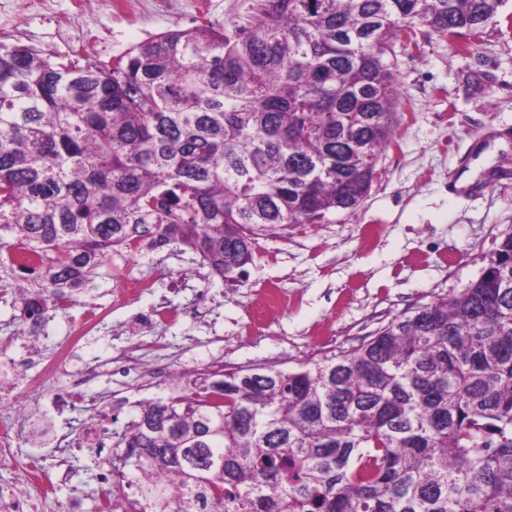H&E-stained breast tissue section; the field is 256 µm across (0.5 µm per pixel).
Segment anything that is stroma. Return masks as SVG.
Returning a JSON list of instances; mask_svg holds the SVG:
<instances>
[{
    "label": "stroma",
    "mask_w": 512,
    "mask_h": 512,
    "mask_svg": "<svg viewBox=\"0 0 512 512\" xmlns=\"http://www.w3.org/2000/svg\"><path fill=\"white\" fill-rule=\"evenodd\" d=\"M254 0H107L77 9L76 0H0V42H21L56 56L79 55L110 61L161 32L206 24H248ZM418 47L397 48L398 92L404 103L400 125L381 155L369 197L352 215L327 224H296L259 238L243 283L232 286L201 270L197 256L171 243L160 251L116 248L95 286L110 271L127 277L154 272L156 285L138 308L164 300L174 308L201 301L206 318L184 317L141 336L159 346L166 364L191 375L207 358L229 366H298L319 357L315 341L330 337L349 350L392 318L465 288L512 230V179L483 196H460L448 182L464 175L482 179L490 167L512 169V26L486 30L468 53L428 28L417 30ZM373 224L367 240L361 227ZM130 314L112 303L113 335L89 337L79 361L100 363L125 349L121 327ZM64 379H51L28 402L32 415L46 414L56 426L77 427L82 406L50 409ZM18 452L37 458L56 499L77 494L83 512H96L99 497L112 489L108 458L96 448L75 451L70 477L57 484L54 450L36 433L23 431Z\"/></svg>",
    "instance_id": "obj_1"
}]
</instances>
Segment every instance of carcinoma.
Returning <instances> with one entry per match:
<instances>
[{
  "mask_svg": "<svg viewBox=\"0 0 512 512\" xmlns=\"http://www.w3.org/2000/svg\"><path fill=\"white\" fill-rule=\"evenodd\" d=\"M509 0H254L112 63L0 43V288L28 318L157 235L221 279L257 236L356 213L416 26L468 53ZM39 255L31 274L14 250ZM112 469L153 512H512V233L476 281L294 370L141 401Z\"/></svg>",
  "mask_w": 512,
  "mask_h": 512,
  "instance_id": "1",
  "label": "carcinoma"
}]
</instances>
